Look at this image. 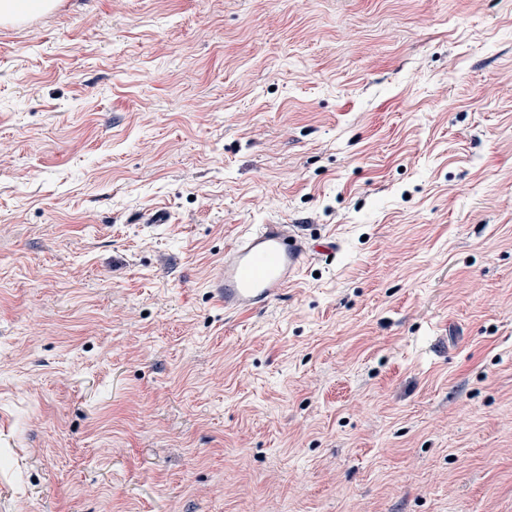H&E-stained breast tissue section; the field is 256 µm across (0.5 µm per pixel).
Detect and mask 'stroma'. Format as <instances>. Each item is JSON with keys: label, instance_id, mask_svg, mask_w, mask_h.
<instances>
[{"label": "stroma", "instance_id": "1", "mask_svg": "<svg viewBox=\"0 0 512 512\" xmlns=\"http://www.w3.org/2000/svg\"><path fill=\"white\" fill-rule=\"evenodd\" d=\"M254 224L336 252L230 315ZM0 512H512V0L0 30Z\"/></svg>", "mask_w": 512, "mask_h": 512}]
</instances>
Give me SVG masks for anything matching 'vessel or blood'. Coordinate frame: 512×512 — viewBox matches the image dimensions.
<instances>
[{
    "label": "vessel or blood",
    "instance_id": "1",
    "mask_svg": "<svg viewBox=\"0 0 512 512\" xmlns=\"http://www.w3.org/2000/svg\"><path fill=\"white\" fill-rule=\"evenodd\" d=\"M307 252L306 240L285 225H258L225 249L210 294L225 310H257L283 294Z\"/></svg>",
    "mask_w": 512,
    "mask_h": 512
}]
</instances>
